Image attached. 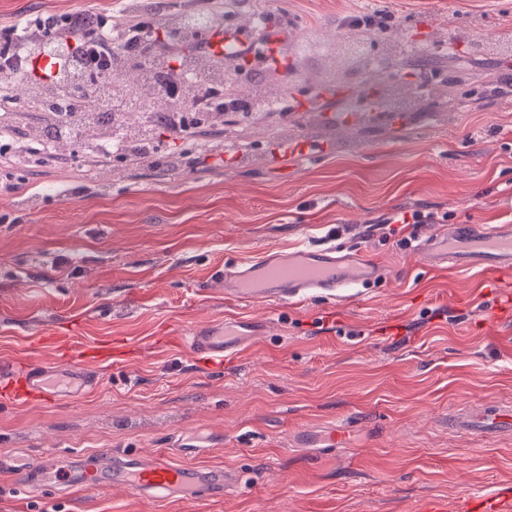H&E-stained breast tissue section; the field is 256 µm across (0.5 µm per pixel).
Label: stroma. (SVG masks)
<instances>
[{"mask_svg": "<svg viewBox=\"0 0 512 512\" xmlns=\"http://www.w3.org/2000/svg\"><path fill=\"white\" fill-rule=\"evenodd\" d=\"M283 29L276 56L250 59L256 82L292 111L229 127L228 147L170 174L116 166L70 142L42 158L35 107L18 94L0 157V361L48 359L44 336L116 338L121 360L90 392L53 405L0 401V512H414L425 499L512 496V430L481 432L454 416L512 410V322L489 323L475 272L428 267L419 238L449 224H512V52L475 53L512 37V0H380V43L454 38L433 85L443 112L365 117L380 81L345 72L333 41L364 0H252ZM122 0H0V28L39 15H111ZM294 73H287V66ZM334 101L317 88L337 73ZM355 114L336 127L328 107ZM305 139L323 151L284 152ZM433 214L385 235L400 211ZM333 247L377 264L380 280L337 302L224 299L213 273L264 251ZM236 316L260 323L223 369L195 363L181 338ZM347 443L330 444L331 427ZM191 448L178 464L236 476L223 497L161 501L123 488L18 493L10 456L112 450L143 456Z\"/></svg>", "mask_w": 512, "mask_h": 512, "instance_id": "35a3bbf8", "label": "stroma"}]
</instances>
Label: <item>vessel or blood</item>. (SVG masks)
I'll list each match as a JSON object with an SVG mask.
<instances>
[{
	"label": "vessel or blood",
	"mask_w": 512,
	"mask_h": 512,
	"mask_svg": "<svg viewBox=\"0 0 512 512\" xmlns=\"http://www.w3.org/2000/svg\"><path fill=\"white\" fill-rule=\"evenodd\" d=\"M418 250L428 266L483 274L482 288L496 291L491 312L512 313V294L498 291L503 277L512 273L511 224H459L420 239ZM381 275V269L360 254L303 247L224 267L215 279L223 285L225 298L231 300L285 302L313 293L343 298L349 289ZM251 329V322L239 319L201 326L190 332L187 347L199 362L220 367L225 357L242 353L241 336ZM66 353L61 366L33 359L28 352L21 355L18 365L22 373L0 389V400L13 405L34 400L52 404L66 394L93 386L92 368L111 359L112 346L105 340L79 346L70 343ZM233 481V474L227 471L180 466L164 454L143 458L100 451L65 459L59 469H42L37 484L47 491L61 484L71 489L112 485L143 497L208 500L221 495Z\"/></svg>",
	"instance_id": "obj_1"
}]
</instances>
